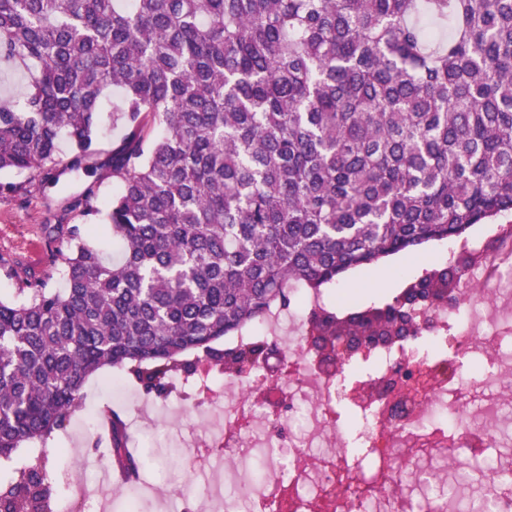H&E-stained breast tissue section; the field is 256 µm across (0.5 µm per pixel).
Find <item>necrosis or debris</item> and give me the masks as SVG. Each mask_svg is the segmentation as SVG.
<instances>
[{
    "mask_svg": "<svg viewBox=\"0 0 512 512\" xmlns=\"http://www.w3.org/2000/svg\"><path fill=\"white\" fill-rule=\"evenodd\" d=\"M460 310L429 313L422 344H389L352 356L336 377L315 369L301 341L279 336L278 318L262 323L278 339L277 382L256 368L236 377L211 367L198 377L204 400L223 395L211 442L232 448L231 467L214 479L224 512H459L464 500L482 512H512V486L495 461L486 476L463 481L460 448L512 446L503 405L512 400V225L497 244L465 245ZM224 380L223 392L213 383ZM361 422L347 432L346 417ZM288 441L280 443V421ZM265 458L262 485L250 459ZM234 495L224 494V487Z\"/></svg>",
    "mask_w": 512,
    "mask_h": 512,
    "instance_id": "1",
    "label": "necrosis or debris"
}]
</instances>
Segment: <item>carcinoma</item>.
Masks as SVG:
<instances>
[{"label": "carcinoma", "mask_w": 512, "mask_h": 512, "mask_svg": "<svg viewBox=\"0 0 512 512\" xmlns=\"http://www.w3.org/2000/svg\"><path fill=\"white\" fill-rule=\"evenodd\" d=\"M17 60L37 75L0 100V172L27 178L0 189L103 167L117 187L73 197L68 252L0 298V459L63 430L98 371L163 393L203 364L268 366L271 339L215 343L296 288L512 210V0H0V63ZM108 121L123 135L102 161ZM100 225L115 261L84 241ZM459 279L431 269L381 306L313 308L307 335L325 354L406 333L412 290L446 305ZM126 441L112 416L110 464L137 477ZM59 496L41 454L0 482V512H56Z\"/></svg>", "instance_id": "cac0c4a2"}]
</instances>
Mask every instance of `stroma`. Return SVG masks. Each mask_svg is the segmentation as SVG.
Here are the masks:
<instances>
[{
	"label": "stroma",
	"mask_w": 512,
	"mask_h": 512,
	"mask_svg": "<svg viewBox=\"0 0 512 512\" xmlns=\"http://www.w3.org/2000/svg\"><path fill=\"white\" fill-rule=\"evenodd\" d=\"M49 184L34 186L28 197L0 193V297L12 298L25 273H44L57 247L54 227L61 202L77 193ZM464 268L463 251L450 243L426 244L418 257L392 256L367 269L348 272L340 281L341 294H353L363 304H382L402 291L411 277L423 270L442 267ZM127 391L122 402L113 401L112 379L98 373L86 382L83 407L76 411L66 429L48 445L23 444L15 453L16 462L46 453L47 467L58 482L89 479L94 502L103 512H125L142 485L156 487L153 508L170 504L176 512H207L213 493L211 477L223 470V457L209 450L208 421L215 412L210 403L200 402L194 389L174 386L165 395L146 390L130 373H123ZM113 412L127 425L130 446L149 460L141 481L129 484L95 483L94 475L110 472L108 459L95 449L100 432L87 426L90 411Z\"/></svg>",
	"instance_id": "35a3bbf8"
}]
</instances>
